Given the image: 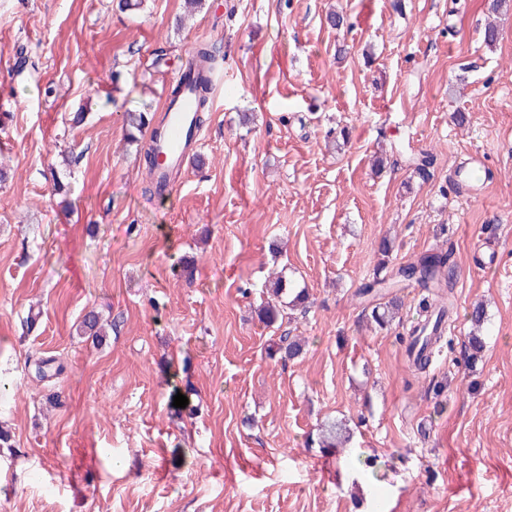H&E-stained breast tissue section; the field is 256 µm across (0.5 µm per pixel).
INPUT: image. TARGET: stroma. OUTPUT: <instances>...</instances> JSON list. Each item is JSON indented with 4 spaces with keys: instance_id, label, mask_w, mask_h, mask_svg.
Instances as JSON below:
<instances>
[{
    "instance_id": "obj_1",
    "label": "stroma",
    "mask_w": 512,
    "mask_h": 512,
    "mask_svg": "<svg viewBox=\"0 0 512 512\" xmlns=\"http://www.w3.org/2000/svg\"><path fill=\"white\" fill-rule=\"evenodd\" d=\"M491 6L0 0V512H512V2ZM201 41L223 55L201 144L153 199L124 115H159ZM385 236L391 267L455 263L428 377L415 283L391 329L366 322ZM281 270L310 305L269 325ZM92 309L99 343L77 332ZM287 334L302 354L270 356ZM48 356L65 370L36 381ZM334 418L351 447L320 448ZM472 325L477 329L478 333L468 336L465 347V363L468 367L473 368L476 363L482 359L484 349L486 347L485 339L482 334L486 321V311L484 307L478 305L472 308L469 314Z\"/></svg>"
}]
</instances>
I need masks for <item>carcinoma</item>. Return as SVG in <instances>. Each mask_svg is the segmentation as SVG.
Returning a JSON list of instances; mask_svg holds the SVG:
<instances>
[{"label": "carcinoma", "instance_id": "cac0c4a2", "mask_svg": "<svg viewBox=\"0 0 512 512\" xmlns=\"http://www.w3.org/2000/svg\"><path fill=\"white\" fill-rule=\"evenodd\" d=\"M218 48L214 44L202 43L196 46L190 54L183 69L180 81L174 85L170 92V98L176 99L182 87L190 86L196 91V117L195 124L200 126L209 108V90L211 85L210 74L217 59ZM125 121L132 129L140 132L145 127H152L151 140H156L162 135L165 128L164 121L152 124L153 117L145 112H127ZM392 251V241L384 238L379 243L378 272L374 274L371 284L365 287V293H371L374 288H390L401 280L402 269L394 272L388 271L389 256ZM420 266V276L416 283L427 292L420 302L421 318H426L427 313L433 311L440 314L435 320L430 336H416L409 343V352L413 353V359L409 360L411 368L416 373H425L433 362L442 355L444 349L451 346V339L442 335V318H451L454 312V264L451 254L436 253L427 255L417 261ZM271 302L262 309L263 321L272 324L286 310H293L305 303L307 291L302 288L293 291L291 284L277 277L270 289ZM399 311L398 300L392 298L384 303H377L371 307L366 319L374 323L380 330L390 329ZM472 325L477 332L468 337L465 347V363L472 368L482 359L486 347L482 334L486 321L484 307L478 305L472 308L469 314ZM79 331L84 336H99L102 334L101 317L99 313L91 310L83 316L79 325ZM303 351L301 339L296 336H281L278 343L271 346L270 355H280V359L286 361L298 357ZM31 374L40 381L60 374L63 366L56 363L52 357H39L28 362ZM320 442L324 448H341L352 439V433L347 424L341 420H327L321 424Z\"/></svg>", "mask_w": 512, "mask_h": 512}]
</instances>
